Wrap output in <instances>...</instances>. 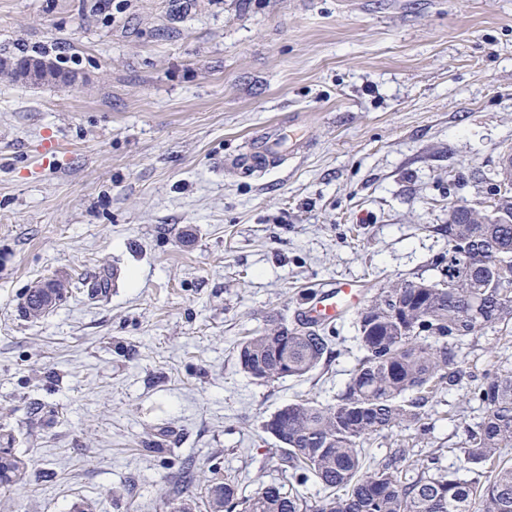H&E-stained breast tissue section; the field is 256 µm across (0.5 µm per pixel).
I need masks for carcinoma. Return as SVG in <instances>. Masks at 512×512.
Wrapping results in <instances>:
<instances>
[{"instance_id":"cac0c4a2","label":"carcinoma","mask_w":512,"mask_h":512,"mask_svg":"<svg viewBox=\"0 0 512 512\" xmlns=\"http://www.w3.org/2000/svg\"><path fill=\"white\" fill-rule=\"evenodd\" d=\"M73 79L51 63L47 84ZM496 206L499 224L448 225L442 278L394 282L357 312L359 356L335 400L301 397L265 422L285 480L244 495L226 476L209 488V512H512V461L503 454L512 448V362L476 383L461 356L485 329L512 336V198ZM332 354V337L299 319L275 320L237 345L241 369L265 383L304 378ZM463 389L480 409L458 447L474 477L443 469L438 449L415 457L400 447L367 460L364 444L373 437L430 433L433 402ZM24 468L18 456L0 457V483ZM485 469L493 477L483 482L477 475ZM310 482L322 492L313 500L302 492Z\"/></svg>"}]
</instances>
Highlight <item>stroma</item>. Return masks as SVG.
<instances>
[{"label":"stroma","instance_id":"obj_1","mask_svg":"<svg viewBox=\"0 0 512 512\" xmlns=\"http://www.w3.org/2000/svg\"><path fill=\"white\" fill-rule=\"evenodd\" d=\"M38 51L77 82L0 76V448L27 464L0 512H170L187 468L195 512L225 476L279 481L263 425L344 389L356 326L302 379L254 381L236 345L331 281L438 279L449 206L493 202L512 153V0H0V57ZM271 125L302 149L227 171ZM50 140L69 160L34 173ZM47 278L85 286L28 317ZM463 355L479 379L505 351L487 329ZM461 403L368 455L466 474Z\"/></svg>","mask_w":512,"mask_h":512}]
</instances>
